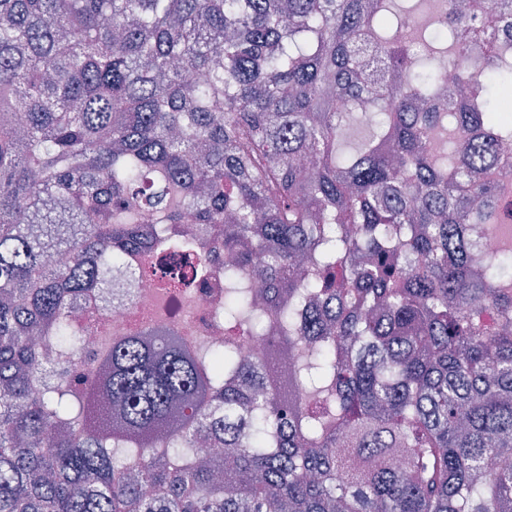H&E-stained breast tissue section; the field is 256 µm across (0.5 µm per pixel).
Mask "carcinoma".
I'll return each instance as SVG.
<instances>
[{
	"mask_svg": "<svg viewBox=\"0 0 512 512\" xmlns=\"http://www.w3.org/2000/svg\"><path fill=\"white\" fill-rule=\"evenodd\" d=\"M419 2L0 0V512H512V15ZM129 262L264 354L90 350ZM445 97L443 101H437L438 106L444 104L452 107L457 112H464L468 107V93L464 86L453 81L451 70L444 79Z\"/></svg>",
	"mask_w": 512,
	"mask_h": 512,
	"instance_id": "obj_1",
	"label": "carcinoma"
}]
</instances>
